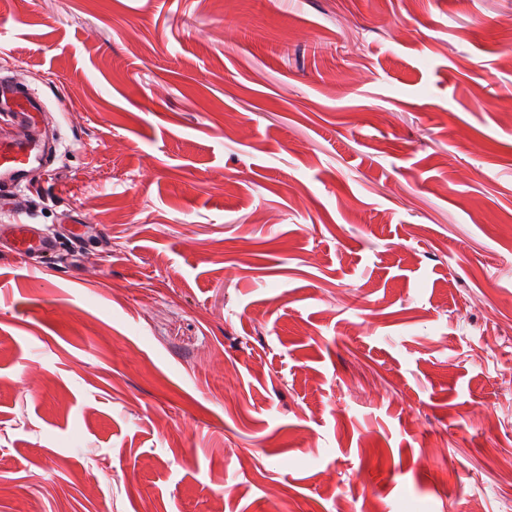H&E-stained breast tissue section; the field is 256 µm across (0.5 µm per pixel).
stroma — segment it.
I'll return each instance as SVG.
<instances>
[{
    "label": "stroma",
    "mask_w": 512,
    "mask_h": 512,
    "mask_svg": "<svg viewBox=\"0 0 512 512\" xmlns=\"http://www.w3.org/2000/svg\"><path fill=\"white\" fill-rule=\"evenodd\" d=\"M59 122L0 251V512H512V0H0ZM4 241L14 256L26 259L31 253H40L46 267L56 265L63 256L57 241L43 233L37 224L20 221L15 224H0V241Z\"/></svg>",
    "instance_id": "1"
}]
</instances>
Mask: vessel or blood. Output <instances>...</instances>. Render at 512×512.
Masks as SVG:
<instances>
[{"mask_svg":"<svg viewBox=\"0 0 512 512\" xmlns=\"http://www.w3.org/2000/svg\"><path fill=\"white\" fill-rule=\"evenodd\" d=\"M42 109L37 92L19 86L15 76L0 74V115L7 119L0 124V184L7 188L0 194V208L12 206L35 173L52 167L57 139L41 124ZM0 241L20 260L38 253L50 267L63 259L56 240L26 221L0 224Z\"/></svg>","mask_w":512,"mask_h":512,"instance_id":"1","label":"vessel or blood"}]
</instances>
